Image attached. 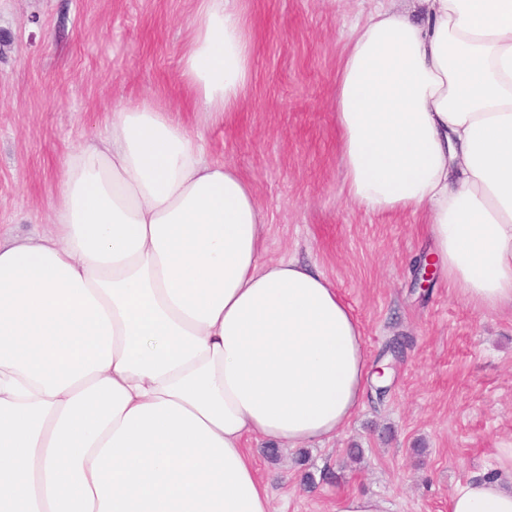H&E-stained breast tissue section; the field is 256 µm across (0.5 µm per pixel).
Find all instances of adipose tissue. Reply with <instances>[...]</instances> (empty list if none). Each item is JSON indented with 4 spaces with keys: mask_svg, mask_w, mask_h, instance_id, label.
Masks as SVG:
<instances>
[{
    "mask_svg": "<svg viewBox=\"0 0 512 512\" xmlns=\"http://www.w3.org/2000/svg\"><path fill=\"white\" fill-rule=\"evenodd\" d=\"M241 0H199L202 127L254 81ZM348 199L425 214L450 287L512 307V0H376L336 74ZM251 183L149 98L70 153L49 231L0 236V512H271L249 438L339 435L360 324L319 270L262 261ZM512 512V448L449 497Z\"/></svg>",
    "mask_w": 512,
    "mask_h": 512,
    "instance_id": "1",
    "label": "adipose tissue"
}]
</instances>
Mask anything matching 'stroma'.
<instances>
[{"mask_svg": "<svg viewBox=\"0 0 512 512\" xmlns=\"http://www.w3.org/2000/svg\"><path fill=\"white\" fill-rule=\"evenodd\" d=\"M254 82L204 128L209 158L252 183L270 224L263 261L317 267L358 319L383 388L367 386L331 441L249 451L274 512H336L345 495L388 512H448L459 483L512 447V309L466 305L432 254L425 215H377L346 197L333 109L350 18L372 0H243ZM198 0H0V231L46 224L68 154L112 109L160 101L195 126L180 57Z\"/></svg>", "mask_w": 512, "mask_h": 512, "instance_id": "1", "label": "stroma"}]
</instances>
